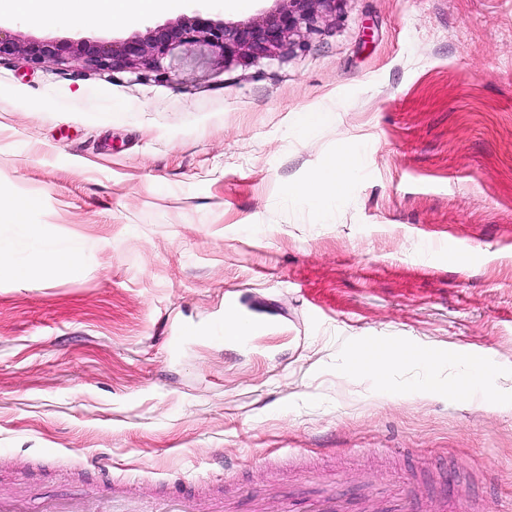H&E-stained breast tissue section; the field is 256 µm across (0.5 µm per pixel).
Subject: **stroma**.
<instances>
[{
  "instance_id": "1",
  "label": "stroma",
  "mask_w": 512,
  "mask_h": 512,
  "mask_svg": "<svg viewBox=\"0 0 512 512\" xmlns=\"http://www.w3.org/2000/svg\"><path fill=\"white\" fill-rule=\"evenodd\" d=\"M180 0L128 24L0 14L21 39L123 41L274 0ZM330 110L303 131L297 113ZM355 169L290 192L342 145ZM0 195L33 201V270L0 283V493L181 492L281 512L512 505V0H344L305 48L160 68L0 57ZM54 245L71 276L42 273ZM463 260H455V253ZM265 332L226 340V302ZM414 348L378 376L361 350ZM470 380L461 398L449 384ZM354 157L344 147L328 158L305 182L290 186L291 191L311 205H319L328 196H339L353 169Z\"/></svg>"
}]
</instances>
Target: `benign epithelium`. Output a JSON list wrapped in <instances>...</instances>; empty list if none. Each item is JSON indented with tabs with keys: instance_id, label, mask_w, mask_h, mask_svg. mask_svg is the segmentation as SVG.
<instances>
[{
	"instance_id": "obj_1",
	"label": "benign epithelium",
	"mask_w": 512,
	"mask_h": 512,
	"mask_svg": "<svg viewBox=\"0 0 512 512\" xmlns=\"http://www.w3.org/2000/svg\"><path fill=\"white\" fill-rule=\"evenodd\" d=\"M340 0H281L267 14L237 22H214L198 17L158 26L143 36L122 42H21L0 29V55L18 53L32 64L74 53L90 66L158 68L177 45L200 44L220 53L224 65H249L303 47L319 24L336 16Z\"/></svg>"
}]
</instances>
